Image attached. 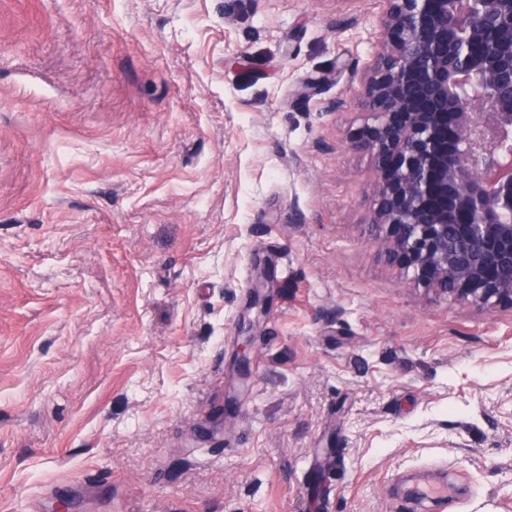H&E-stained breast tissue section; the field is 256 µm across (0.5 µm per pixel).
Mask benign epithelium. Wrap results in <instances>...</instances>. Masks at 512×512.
<instances>
[{"instance_id": "obj_1", "label": "benign epithelium", "mask_w": 512, "mask_h": 512, "mask_svg": "<svg viewBox=\"0 0 512 512\" xmlns=\"http://www.w3.org/2000/svg\"><path fill=\"white\" fill-rule=\"evenodd\" d=\"M351 149L374 162L371 223L447 301L512 309V0H382Z\"/></svg>"}]
</instances>
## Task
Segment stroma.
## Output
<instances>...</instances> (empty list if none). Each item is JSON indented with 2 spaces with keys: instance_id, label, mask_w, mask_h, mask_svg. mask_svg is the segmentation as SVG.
<instances>
[{
  "instance_id": "35a3bbf8",
  "label": "stroma",
  "mask_w": 512,
  "mask_h": 512,
  "mask_svg": "<svg viewBox=\"0 0 512 512\" xmlns=\"http://www.w3.org/2000/svg\"><path fill=\"white\" fill-rule=\"evenodd\" d=\"M382 11L0 0V512H512V310L391 265L348 146Z\"/></svg>"
}]
</instances>
